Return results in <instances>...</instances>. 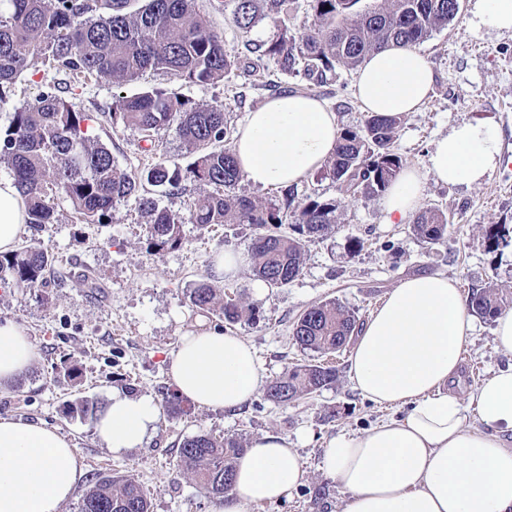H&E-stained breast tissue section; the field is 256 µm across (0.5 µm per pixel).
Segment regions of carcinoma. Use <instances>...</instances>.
<instances>
[{
  "label": "carcinoma",
  "mask_w": 512,
  "mask_h": 512,
  "mask_svg": "<svg viewBox=\"0 0 512 512\" xmlns=\"http://www.w3.org/2000/svg\"><path fill=\"white\" fill-rule=\"evenodd\" d=\"M130 0H102L94 14L89 0H0V100L25 72L31 58L62 72L109 77L117 84L139 79L148 70L178 80L206 83L221 80L235 66L224 50V38L195 10V0H145L131 13ZM232 22L243 36L267 21L278 30L254 52L275 61L280 71L302 74L320 83L336 68H357L373 52L391 45L416 46L451 24L460 0H379L359 8L362 0H310L314 23L301 33L288 25V0H235ZM112 124L154 134L176 126L192 162L186 167L158 162L137 173L115 165L112 152L88 133L93 116L80 112L48 87L35 103L13 113L0 129V162L13 175L24 197L26 223L32 228L56 222L55 200L65 198L83 221L102 224L119 202L135 196L149 218L148 239L157 249L182 245V224H250L257 229L251 244L252 271L271 287H284L302 270L307 243L336 221V201L309 200L297 206L262 204L232 194L243 179L232 146V131L220 106H202L164 88L112 98ZM402 116L370 114L359 129L342 130L326 174L342 193L362 190L378 194L398 177L404 161L392 149ZM224 188V193L198 199L184 218L159 208L143 193L150 185L183 190L186 180ZM291 223L295 235L279 232ZM448 216L438 209L420 212L413 231L436 244L450 232ZM47 251L29 243L0 254V284L38 288L50 279ZM189 301L200 313L217 314L224 323L253 321L256 312L242 299L225 298L224 289L200 281ZM512 297L488 286L471 290L469 312L493 322ZM360 332V319L334 300L306 308L293 322L297 347L321 356L344 350ZM335 366L322 361L295 364L264 387L266 400L288 405L332 386ZM246 452L236 437L216 438L208 432L187 437L178 449V472L190 476L212 497L232 490L237 460ZM151 502L139 483L126 475L96 480L83 494L79 512H150Z\"/></svg>",
  "instance_id": "obj_1"
}]
</instances>
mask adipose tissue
Instances as JSON below:
<instances>
[{
	"instance_id": "obj_1",
	"label": "adipose tissue",
	"mask_w": 512,
	"mask_h": 512,
	"mask_svg": "<svg viewBox=\"0 0 512 512\" xmlns=\"http://www.w3.org/2000/svg\"><path fill=\"white\" fill-rule=\"evenodd\" d=\"M433 72L413 46H391L360 66L354 95L378 115L417 111ZM341 132L323 100L284 93L248 112L234 152L244 177L285 187L321 169ZM502 136L491 121L464 122L437 140L429 170L440 182L482 183L500 164ZM422 177L403 170L387 190L385 221L404 223L418 208ZM26 222L17 187L0 181V253L14 249ZM466 299L443 273L405 279L371 315L351 356L356 390L382 407L407 406L405 416L357 435L332 439L323 467L347 492L344 512H512V365L472 394L479 426L465 425L466 408L453 392L462 383L460 354L471 337ZM35 347L14 322L0 323V383L32 362ZM179 393L212 409H235L263 384L252 349L239 336L199 331L183 336L169 358ZM158 421L146 396L116 393L96 423L112 452L141 447ZM84 475L67 438L43 425L0 416V512H61ZM303 479L300 457L286 439L257 440L239 459L232 491L212 512H243L273 502Z\"/></svg>"
}]
</instances>
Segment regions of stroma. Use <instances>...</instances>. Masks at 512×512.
Returning <instances> with one entry per match:
<instances>
[{"label": "stroma", "instance_id": "stroma-1", "mask_svg": "<svg viewBox=\"0 0 512 512\" xmlns=\"http://www.w3.org/2000/svg\"><path fill=\"white\" fill-rule=\"evenodd\" d=\"M473 3L463 0L457 20L420 44L434 82L420 109L404 115L393 143L405 166L425 173L421 208L439 209L451 220L443 242H424L408 222L384 223L383 194L342 193L325 170H318L295 187V199L335 200V224L322 239L307 244L302 273L288 286L255 290L247 265L226 279V293L241 297L257 314L256 321L228 327L218 316L198 313L188 290L211 277L224 252L249 254L253 227L186 224L182 246L156 250L149 246L137 198L118 203L103 224L85 223L68 201L57 199L55 223L35 235L22 229L18 237L22 243L37 240L47 250L49 286L0 287V323H17L35 345L31 364L0 384V416L46 425L71 440L84 470L82 487L99 477L131 475L149 496L152 512H211L212 498L178 472L177 450L186 437L203 430L239 437L249 446L265 436H280L297 449L303 480L281 500L250 503L243 512H343L346 496L321 467L324 448L337 435L358 433L405 413L401 407H379L354 389L350 351L330 359L339 371L336 384L299 404L278 406L257 396L224 411L184 397L179 411L160 407L144 447L120 455L102 443L95 420L70 414L68 405L78 398L106 405L116 392L159 399L161 388L172 385L170 355L182 336L198 329L240 336L270 379L311 360V353L293 344L290 329L312 304L336 301L365 322L401 280L436 272L455 279L465 293L489 283L512 291V241L492 248L485 237L490 224L512 230V167L500 165L470 187L444 185L426 173L436 141L462 122H495L503 134V151L512 153V32H471ZM197 7L223 34L228 54L239 60L231 77L202 84L149 72L118 88L108 79L56 72L37 58L0 100V127L35 102L45 87L58 85L75 109L94 116L91 135L111 149L121 170L131 173L160 160L183 167L190 158L175 128L162 131L156 150L149 152L137 129L111 124L105 113L119 92L165 87L200 105L223 106L235 129L270 96L305 90L327 102L341 127H362L367 114L353 93L356 70L338 68L321 86L282 73L273 60L244 46L249 38L272 37L270 23L259 24L244 38L231 21L233 0H197ZM354 238L360 248H351ZM473 324L472 340L461 353L467 394L512 364V354L496 346L493 324L478 317Z\"/></svg>", "mask_w": 512, "mask_h": 512}]
</instances>
